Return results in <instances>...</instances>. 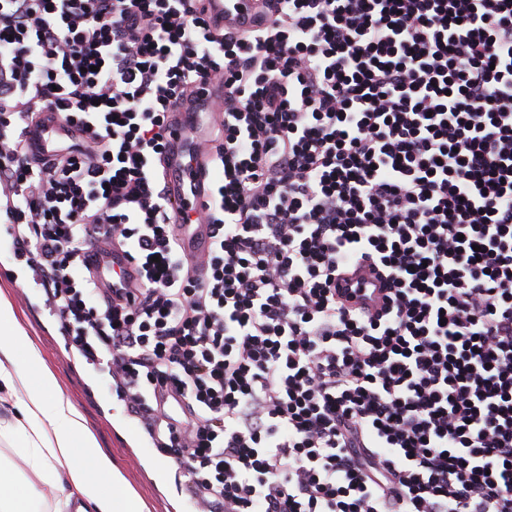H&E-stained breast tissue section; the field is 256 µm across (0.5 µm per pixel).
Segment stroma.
I'll return each instance as SVG.
<instances>
[{"mask_svg": "<svg viewBox=\"0 0 512 512\" xmlns=\"http://www.w3.org/2000/svg\"><path fill=\"white\" fill-rule=\"evenodd\" d=\"M0 295L12 303L22 324L35 336L44 364L54 373L61 391L83 413L101 448L144 498L150 512H195V500L175 461L154 447L141 425L125 414L106 369L79 354L58 320L53 302L29 281L3 235Z\"/></svg>", "mask_w": 512, "mask_h": 512, "instance_id": "1", "label": "stroma"}]
</instances>
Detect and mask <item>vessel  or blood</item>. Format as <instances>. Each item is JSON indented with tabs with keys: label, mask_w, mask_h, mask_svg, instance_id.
I'll list each match as a JSON object with an SVG mask.
<instances>
[{
	"label": "vessel or blood",
	"mask_w": 512,
	"mask_h": 512,
	"mask_svg": "<svg viewBox=\"0 0 512 512\" xmlns=\"http://www.w3.org/2000/svg\"><path fill=\"white\" fill-rule=\"evenodd\" d=\"M207 16L216 27L247 26L254 22L261 10L260 0H206ZM224 90L220 84H212L202 103L181 112L171 113L173 136L166 154V165L174 176L168 192L174 207L189 205L202 208L211 192L210 165L204 149L209 139L208 113L223 110ZM68 129L56 120L31 125L27 136L35 152L43 157L52 155L56 141L67 135ZM182 249L186 258L197 261L205 256L209 247L208 228L204 224H182L178 227ZM90 268L95 272L103 288H111L113 271H132L133 266L126 254L112 245L97 244L88 254ZM351 279H364L366 303L372 309H380L385 301L386 290L376 273L368 266L356 265L348 273Z\"/></svg>",
	"instance_id": "vessel-or-blood-1"
}]
</instances>
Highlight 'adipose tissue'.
I'll return each instance as SVG.
<instances>
[{"instance_id": "ef3b65f1", "label": "adipose tissue", "mask_w": 512, "mask_h": 512, "mask_svg": "<svg viewBox=\"0 0 512 512\" xmlns=\"http://www.w3.org/2000/svg\"><path fill=\"white\" fill-rule=\"evenodd\" d=\"M0 392L20 395L19 415L0 419L31 479L0 465V512H39L36 483L58 486L52 512H149L123 472L105 453L81 411L45 367L40 348L0 297Z\"/></svg>"}]
</instances>
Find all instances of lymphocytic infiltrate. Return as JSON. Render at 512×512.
Masks as SVG:
<instances>
[{"instance_id": "1", "label": "lymphocytic infiltrate", "mask_w": 512, "mask_h": 512, "mask_svg": "<svg viewBox=\"0 0 512 512\" xmlns=\"http://www.w3.org/2000/svg\"><path fill=\"white\" fill-rule=\"evenodd\" d=\"M0 0V224L200 512H512V0ZM224 83L186 259L167 113ZM50 112L87 138L51 160ZM137 279H75L92 242ZM383 310L339 292L348 262ZM101 306H92L93 298ZM207 16L218 27L248 26L254 22L261 10L259 0H205ZM225 2H230L229 5ZM69 128L57 119L32 124L27 129V136L31 140L35 152L43 157L52 155L56 141L68 134ZM182 249L186 258L199 261L209 247L208 228L202 223L177 224ZM344 277L354 280L364 278V285H368L369 288L362 290L361 294L363 298L373 311L380 309L385 301L387 292L382 280L377 277L376 273H373L367 265H356L352 266L351 270L345 274ZM364 294H367V296H364Z\"/></svg>"}]
</instances>
